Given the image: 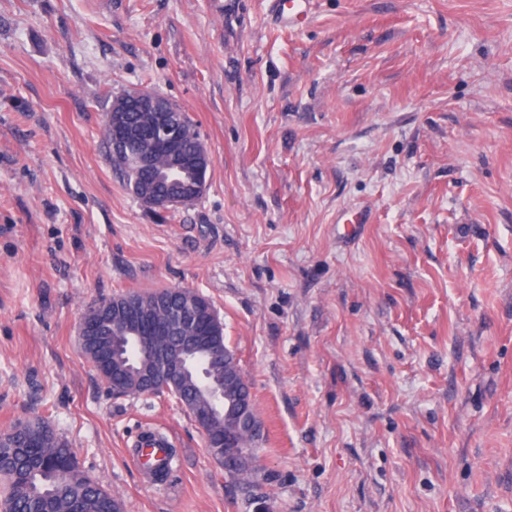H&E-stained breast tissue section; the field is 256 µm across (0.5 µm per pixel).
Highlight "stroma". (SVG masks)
<instances>
[{
  "mask_svg": "<svg viewBox=\"0 0 512 512\" xmlns=\"http://www.w3.org/2000/svg\"><path fill=\"white\" fill-rule=\"evenodd\" d=\"M268 8L0 0V432L43 420L122 512H512V0H313L297 33ZM133 88L212 158L190 206L112 167ZM173 287L250 383L247 483L78 348L91 303ZM146 428L167 474L128 462ZM134 97L138 100L142 112H176L183 121V112L176 105L170 102L166 97L154 92L137 89ZM163 101L165 111L160 109V103ZM206 182L201 177H197L195 185L192 187L190 192L179 197L170 198H154L151 200V206L154 208H165L168 207H185L193 204L204 192Z\"/></svg>",
  "mask_w": 512,
  "mask_h": 512,
  "instance_id": "1",
  "label": "stroma"
}]
</instances>
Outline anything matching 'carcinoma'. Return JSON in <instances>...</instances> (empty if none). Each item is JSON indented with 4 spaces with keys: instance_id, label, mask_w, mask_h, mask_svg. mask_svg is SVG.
Segmentation results:
<instances>
[{
    "instance_id": "cac0c4a2",
    "label": "carcinoma",
    "mask_w": 512,
    "mask_h": 512,
    "mask_svg": "<svg viewBox=\"0 0 512 512\" xmlns=\"http://www.w3.org/2000/svg\"><path fill=\"white\" fill-rule=\"evenodd\" d=\"M126 120L132 134L124 150L111 155V161L134 196L145 189L155 196L175 194L194 179L190 171L176 180L169 178V161L161 155L156 156L154 167H140L138 154L148 143L157 145L158 132L149 129L132 109ZM180 146L187 155L200 150L190 121L181 125ZM163 296L170 308H189L195 302V297L183 288H172ZM170 388L172 384L160 373L143 382L130 374L121 383V392L138 396L164 394ZM0 478L8 488L4 512H44L48 508L52 512H72L75 508L81 512H119L117 498L77 470L70 448L44 422H20L0 434Z\"/></svg>"
}]
</instances>
